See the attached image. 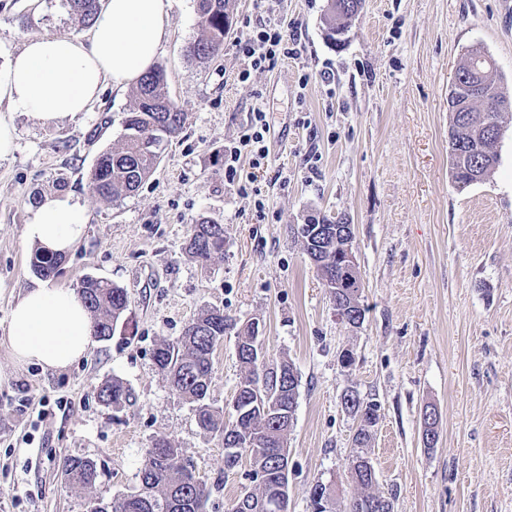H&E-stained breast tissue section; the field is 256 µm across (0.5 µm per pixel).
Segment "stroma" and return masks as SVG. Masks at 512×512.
I'll return each mask as SVG.
<instances>
[{
  "mask_svg": "<svg viewBox=\"0 0 512 512\" xmlns=\"http://www.w3.org/2000/svg\"><path fill=\"white\" fill-rule=\"evenodd\" d=\"M330 4L232 0L224 51L201 62L187 53L201 35L197 0H172L155 64L184 130L139 190L115 201L94 193L90 172L120 145L132 88H105L88 112L49 125L0 105L17 144L0 158V512H90L131 493L159 437L209 490L207 512H226L250 464L226 469L223 440L199 429L152 359L207 307L258 322L267 362L299 375L288 512H312L319 481L337 499L353 495L350 391L379 406L369 456L393 512H512V112L485 180L457 188L448 162V88L462 55L487 53L512 92V0H363L338 46ZM266 22L294 33L297 53L239 81L237 43ZM72 30L60 0H0V75L27 36ZM258 106L269 114L268 161L229 181L224 147ZM36 191L73 193L88 216L49 285L91 276L129 298L111 339L60 372L16 365L6 347L10 310L37 280L23 238ZM323 215L354 226L366 309L357 328L337 320L296 233ZM204 216L224 226V255L207 266L186 254ZM235 341L225 335L213 359L219 408L242 379ZM115 377L132 393L122 409L97 398ZM429 406L440 428L432 448ZM67 455L96 463L92 487L67 484Z\"/></svg>",
  "mask_w": 512,
  "mask_h": 512,
  "instance_id": "obj_1",
  "label": "stroma"
}]
</instances>
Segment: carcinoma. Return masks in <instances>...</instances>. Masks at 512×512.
<instances>
[{
  "label": "carcinoma",
  "mask_w": 512,
  "mask_h": 512,
  "mask_svg": "<svg viewBox=\"0 0 512 512\" xmlns=\"http://www.w3.org/2000/svg\"><path fill=\"white\" fill-rule=\"evenodd\" d=\"M74 28L91 25L97 5L96 0H65ZM199 25L202 36L188 46V55L206 61L224 49V38L229 32V0H197ZM494 88V99L481 104L482 111H473V105L464 107L467 116L454 111L448 102L452 121L448 131V144L454 138L467 136V119H502L504 108L512 106V97L502 91L494 78L488 75ZM166 79L160 68L150 70L139 82L133 107L123 121V144L107 150L90 173L93 190L99 198L114 201L135 192L155 171L162 147L183 129L185 113L170 99L165 91ZM498 161V154L473 156L459 155L451 161L453 182L459 188L470 185L469 174L477 169L488 176ZM187 255L201 266L209 265L224 255V225L214 219H203L193 225L187 246ZM58 265L54 254L35 251L30 259L32 271L42 277L53 274ZM82 301L93 317V336L100 341L110 339L117 322L129 306L124 288L100 278H84L78 289ZM236 330L237 355L242 371L240 390L233 400L240 402V411L232 414V421L225 422L226 411L214 407L209 401L213 358L224 341L226 331ZM255 344V334L249 325L236 323L217 308L206 309L191 320L182 336L175 342L164 341L154 350L153 358L158 370L166 376L172 389L186 402L193 405L198 427L207 434L224 436V448H234L237 442L250 438L251 448H240L237 454L226 453V465L236 468L242 458L249 459L257 476L253 486L245 488L234 499L228 512H242L237 508L239 499L247 501L248 512H269L267 504L282 495L285 486L279 472L278 453L288 447L289 426L274 417L275 409L283 410L292 404V389L299 387V378L292 377L293 365L288 361L273 363L260 369L250 356ZM98 400L107 407H121L130 403L131 393L117 378L102 385ZM346 406L361 420V428L354 438L355 453L365 458L366 442L370 438L367 422L379 419V406L365 402L354 393L348 394ZM65 480L82 488L91 487L97 478L93 460L70 456L63 460ZM350 478L356 492L347 502L336 499L334 488L316 483L310 496L328 495L331 504L322 512H392L391 501L373 491L375 481L355 468ZM209 494L194 479L192 472L181 463L180 449L166 438H157L148 449L140 471L137 492L115 498L107 504H96L91 512H206Z\"/></svg>",
  "instance_id": "carcinoma-1"
}]
</instances>
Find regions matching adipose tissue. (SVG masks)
I'll use <instances>...</instances> for the list:
<instances>
[{
    "label": "adipose tissue",
    "mask_w": 512,
    "mask_h": 512,
    "mask_svg": "<svg viewBox=\"0 0 512 512\" xmlns=\"http://www.w3.org/2000/svg\"><path fill=\"white\" fill-rule=\"evenodd\" d=\"M170 8L171 0H101L87 34L27 38L0 76V105L45 124L88 111L105 83L124 88L151 68L169 34ZM85 225L74 194H52L30 208L23 237L66 254ZM92 337L93 320L76 291L39 285L12 308L7 349L17 364L62 371L87 353Z\"/></svg>",
    "instance_id": "obj_1"
}]
</instances>
